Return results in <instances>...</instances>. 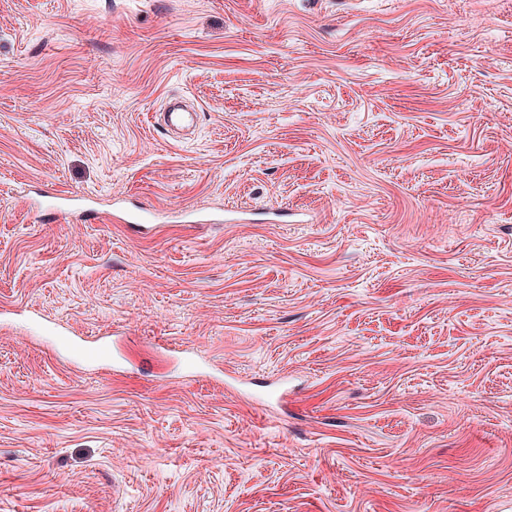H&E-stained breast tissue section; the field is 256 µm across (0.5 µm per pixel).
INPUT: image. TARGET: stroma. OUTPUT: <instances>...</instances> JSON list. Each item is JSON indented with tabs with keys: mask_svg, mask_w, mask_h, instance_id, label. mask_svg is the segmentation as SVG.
I'll use <instances>...</instances> for the list:
<instances>
[{
	"mask_svg": "<svg viewBox=\"0 0 512 512\" xmlns=\"http://www.w3.org/2000/svg\"><path fill=\"white\" fill-rule=\"evenodd\" d=\"M0 512H512V0H0Z\"/></svg>",
	"mask_w": 512,
	"mask_h": 512,
	"instance_id": "1",
	"label": "stroma"
}]
</instances>
